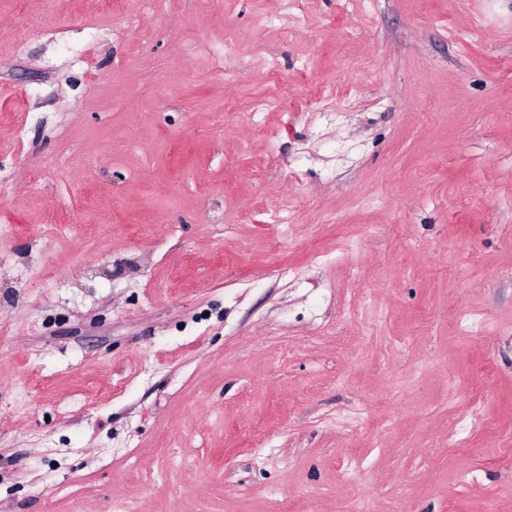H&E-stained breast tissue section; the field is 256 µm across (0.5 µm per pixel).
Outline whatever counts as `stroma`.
Wrapping results in <instances>:
<instances>
[{"instance_id": "stroma-1", "label": "stroma", "mask_w": 512, "mask_h": 512, "mask_svg": "<svg viewBox=\"0 0 512 512\" xmlns=\"http://www.w3.org/2000/svg\"><path fill=\"white\" fill-rule=\"evenodd\" d=\"M276 7L0 0L8 512H512V0ZM325 105V96L322 93H310L307 97L297 98L288 97L286 91L282 96L275 100L262 104V110L271 109L279 112H308L317 110Z\"/></svg>"}]
</instances>
